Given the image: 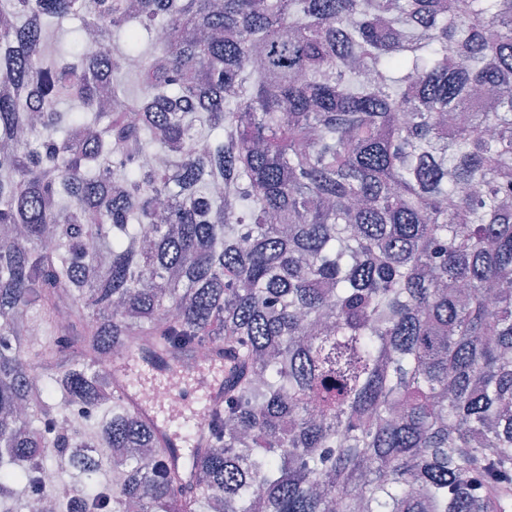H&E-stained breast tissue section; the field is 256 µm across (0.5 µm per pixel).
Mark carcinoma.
<instances>
[{
    "instance_id": "obj_1",
    "label": "carcinoma",
    "mask_w": 512,
    "mask_h": 512,
    "mask_svg": "<svg viewBox=\"0 0 512 512\" xmlns=\"http://www.w3.org/2000/svg\"><path fill=\"white\" fill-rule=\"evenodd\" d=\"M0 50V500L102 447L82 512L512 497V0H0ZM136 342L236 363L183 463L97 369Z\"/></svg>"
}]
</instances>
